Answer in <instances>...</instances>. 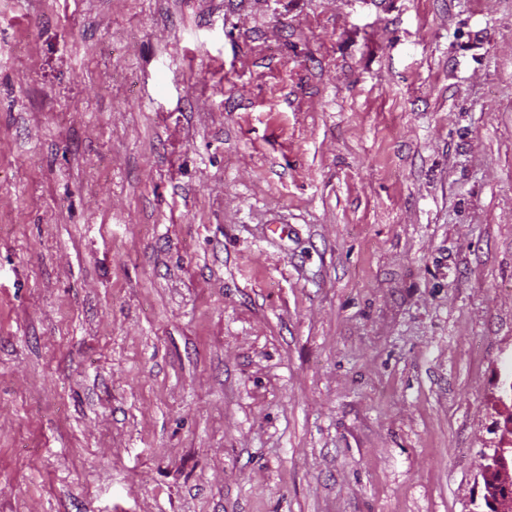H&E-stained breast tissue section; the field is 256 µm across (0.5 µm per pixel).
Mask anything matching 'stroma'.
<instances>
[{"label": "stroma", "mask_w": 512, "mask_h": 512, "mask_svg": "<svg viewBox=\"0 0 512 512\" xmlns=\"http://www.w3.org/2000/svg\"><path fill=\"white\" fill-rule=\"evenodd\" d=\"M511 374L512 0H0V512H481Z\"/></svg>", "instance_id": "obj_1"}]
</instances>
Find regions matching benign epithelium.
I'll return each instance as SVG.
<instances>
[{
  "instance_id": "7a95c632",
  "label": "benign epithelium",
  "mask_w": 512,
  "mask_h": 512,
  "mask_svg": "<svg viewBox=\"0 0 512 512\" xmlns=\"http://www.w3.org/2000/svg\"><path fill=\"white\" fill-rule=\"evenodd\" d=\"M499 416L498 441L480 463L486 512H512V405L504 407Z\"/></svg>"
}]
</instances>
